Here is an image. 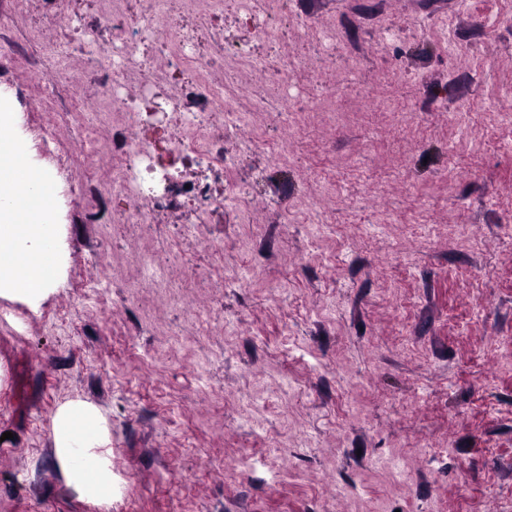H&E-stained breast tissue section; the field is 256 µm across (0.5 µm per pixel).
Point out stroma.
<instances>
[{
	"label": "stroma",
	"instance_id": "35a3bbf8",
	"mask_svg": "<svg viewBox=\"0 0 512 512\" xmlns=\"http://www.w3.org/2000/svg\"><path fill=\"white\" fill-rule=\"evenodd\" d=\"M498 3L297 0L289 22L322 17L340 31L320 74L355 57L365 83L389 73L388 93L419 112L402 128L366 112L304 140L289 175L302 189L335 183L329 237L314 239L286 196L251 197L262 234L234 210L217 215L223 275L193 250L199 285L170 303L134 287L132 253L144 241L165 252L193 213L141 226L113 223L109 199L64 207L59 285L35 309L0 298V512H344L349 496L368 512H512V125L484 109L488 85L512 75L474 78L481 57L512 62V23L492 39L483 23ZM96 9L68 0L66 16L34 10L16 32L41 20L68 47L73 21ZM387 25L399 38L384 49ZM93 89L80 69L50 90L23 63L0 67L31 159L62 192L107 175L103 160L69 159L78 125L44 146L51 102ZM462 108L475 139L448 122ZM282 373L295 393H268L266 430L253 432L238 399ZM76 398L110 432L108 506L83 499L55 455L53 416ZM395 448L411 459L397 495L378 476ZM238 453L245 468L209 464Z\"/></svg>",
	"mask_w": 512,
	"mask_h": 512
}]
</instances>
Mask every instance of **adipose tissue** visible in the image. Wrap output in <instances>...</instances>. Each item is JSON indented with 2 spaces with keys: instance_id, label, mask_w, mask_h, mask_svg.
I'll list each match as a JSON object with an SVG mask.
<instances>
[{
  "instance_id": "obj_1",
  "label": "adipose tissue",
  "mask_w": 512,
  "mask_h": 512,
  "mask_svg": "<svg viewBox=\"0 0 512 512\" xmlns=\"http://www.w3.org/2000/svg\"><path fill=\"white\" fill-rule=\"evenodd\" d=\"M37 178L25 138L0 137V297L34 305L55 288L64 264L54 201L39 199ZM52 435L67 483L85 499L111 503L109 430L99 410L81 399L65 402L53 417Z\"/></svg>"
}]
</instances>
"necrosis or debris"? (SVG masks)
I'll list each match as a JSON object with an SVG mask.
<instances>
[{
    "instance_id": "obj_1",
    "label": "necrosis or debris",
    "mask_w": 512,
    "mask_h": 512,
    "mask_svg": "<svg viewBox=\"0 0 512 512\" xmlns=\"http://www.w3.org/2000/svg\"><path fill=\"white\" fill-rule=\"evenodd\" d=\"M246 22L251 40L220 24L226 2ZM129 0H99L94 21H79L87 70L97 86L94 97L75 95L67 117L83 129L79 155L107 154L112 160L101 195L124 201L115 223L150 224L158 214L193 210L195 223L170 245L166 261L144 249L134 255L137 278L149 288L187 287L171 269L188 261L187 245L203 247L214 270H221L224 245L207 240L209 217L234 207L242 223L253 221L248 192H276L258 178L243 190L231 175L245 154L224 153V136L247 135L254 151L272 164H291L297 144L311 125L331 128L349 115L334 78L320 77L311 56L290 52L278 69L255 55L252 39L274 37L272 16L282 0H140L138 18ZM26 37L41 56L29 62L32 78L52 86L67 84L70 53L58 49L43 26ZM306 79L312 99L296 106L286 94L294 80ZM261 83L247 98L240 89ZM276 114L279 135L267 139L263 120Z\"/></svg>"
}]
</instances>
